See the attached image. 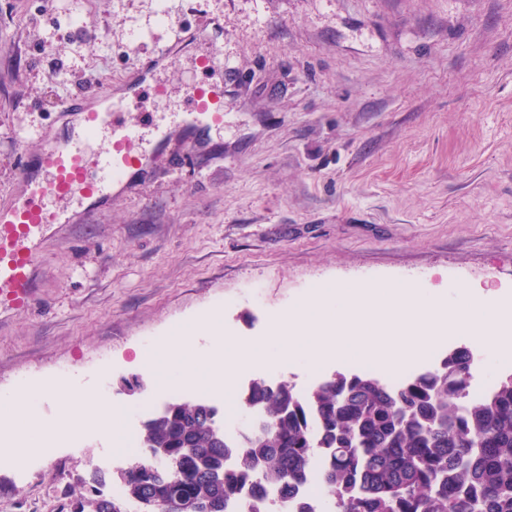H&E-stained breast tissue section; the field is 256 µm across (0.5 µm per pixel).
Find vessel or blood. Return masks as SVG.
Instances as JSON below:
<instances>
[{
    "label": "vessel or blood",
    "instance_id": "vessel-or-blood-1",
    "mask_svg": "<svg viewBox=\"0 0 512 512\" xmlns=\"http://www.w3.org/2000/svg\"><path fill=\"white\" fill-rule=\"evenodd\" d=\"M207 52L192 56L194 70L206 71L214 53L224 49V25L211 20L200 28ZM166 83L154 81L151 89H130L113 96L100 85L99 108L81 113L79 131L47 135L42 149L25 156L21 168V193L0 207V304H27L35 288L37 232L52 224H67L82 216L91 200L111 198L114 187L125 186L128 172L156 165V147L167 143L172 156L192 150L189 140L173 138V129L185 126H220L224 123V88L195 82L184 93L178 112H155L153 98L169 94ZM139 113L140 124L129 122Z\"/></svg>",
    "mask_w": 512,
    "mask_h": 512
}]
</instances>
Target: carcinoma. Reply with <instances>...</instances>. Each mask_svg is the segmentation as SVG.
<instances>
[{
  "instance_id": "obj_1",
  "label": "carcinoma",
  "mask_w": 512,
  "mask_h": 512,
  "mask_svg": "<svg viewBox=\"0 0 512 512\" xmlns=\"http://www.w3.org/2000/svg\"><path fill=\"white\" fill-rule=\"evenodd\" d=\"M472 352L448 353L432 370L390 387L376 377L336 373L302 395L288 381L251 382L243 400L262 424L224 442L219 411L204 400L165 404L143 423L145 452L117 472L125 499L91 497L71 512H292L311 475L331 512H512V374L470 398ZM276 486L274 501L264 488Z\"/></svg>"
}]
</instances>
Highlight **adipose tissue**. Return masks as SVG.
I'll return each instance as SVG.
<instances>
[{"label":"adipose tissue","mask_w":512,"mask_h":512,"mask_svg":"<svg viewBox=\"0 0 512 512\" xmlns=\"http://www.w3.org/2000/svg\"><path fill=\"white\" fill-rule=\"evenodd\" d=\"M40 393L56 400L59 426H71L77 414L89 415L93 425L111 439L115 451H122L123 423L127 409L113 400L111 394L88 390L65 379L46 381ZM33 403L31 392L26 390L0 396V406L9 411L5 426L14 439L25 442L39 431Z\"/></svg>","instance_id":"1"}]
</instances>
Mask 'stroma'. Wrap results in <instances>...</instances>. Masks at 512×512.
I'll return each instance as SVG.
<instances>
[{
	"mask_svg": "<svg viewBox=\"0 0 512 512\" xmlns=\"http://www.w3.org/2000/svg\"><path fill=\"white\" fill-rule=\"evenodd\" d=\"M224 21V65L195 43ZM170 97L224 84V128L76 224L44 231L27 307H0V393L59 377L110 391L128 426L169 402L138 358L219 311L226 339L264 343L312 288L417 283L493 289L512 309V0H0V206L23 155L59 130L61 100L142 77L159 47ZM353 360L268 371L306 390ZM26 473L0 464V512H70L114 453L54 426ZM198 33L201 34V41L208 45V51L195 54L190 61L194 70L207 71L212 66L213 55L224 53V25L217 20L205 21Z\"/></svg>",
	"mask_w": 512,
	"mask_h": 512,
	"instance_id": "obj_1",
	"label": "stroma"
}]
</instances>
